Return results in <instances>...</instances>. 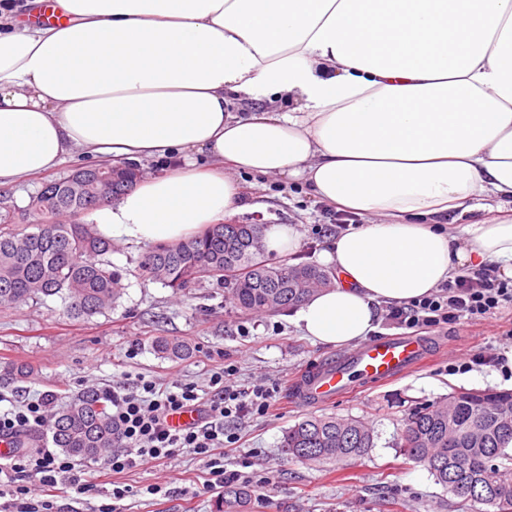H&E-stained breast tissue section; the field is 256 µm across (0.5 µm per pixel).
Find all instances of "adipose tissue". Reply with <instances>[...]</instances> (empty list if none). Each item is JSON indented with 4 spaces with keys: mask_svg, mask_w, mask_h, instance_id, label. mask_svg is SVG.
I'll list each match as a JSON object with an SVG mask.
<instances>
[{
    "mask_svg": "<svg viewBox=\"0 0 512 512\" xmlns=\"http://www.w3.org/2000/svg\"><path fill=\"white\" fill-rule=\"evenodd\" d=\"M77 155L171 162L96 207L106 238L222 223L238 170L360 216L295 322L363 340L465 269L512 280V0H0V188Z\"/></svg>",
    "mask_w": 512,
    "mask_h": 512,
    "instance_id": "1",
    "label": "adipose tissue"
}]
</instances>
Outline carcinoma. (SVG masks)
I'll return each mask as SVG.
<instances>
[{"mask_svg":"<svg viewBox=\"0 0 512 512\" xmlns=\"http://www.w3.org/2000/svg\"><path fill=\"white\" fill-rule=\"evenodd\" d=\"M131 164H96L43 184L31 208L68 217L34 225L28 233L0 232V304L59 297L67 313L89 319L115 307L121 275L108 255L112 240L70 217L87 213L133 186ZM147 274L179 291L212 278L224 283L243 314L277 313L331 285V275L306 264L272 263L264 257L255 224H213L193 237L160 243L141 261ZM158 352L180 359L182 342L154 340ZM52 442L82 459L104 455L116 444L112 413L88 390L55 411ZM374 447L373 430L355 419L310 416L285 432L281 448L301 462L356 459ZM399 455L423 465L445 489L475 505L512 512V392L455 389L409 413L396 442Z\"/></svg>","mask_w":512,"mask_h":512,"instance_id":"carcinoma-1","label":"carcinoma"}]
</instances>
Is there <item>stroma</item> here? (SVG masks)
I'll return each mask as SVG.
<instances>
[{
  "instance_id": "stroma-1",
  "label": "stroma",
  "mask_w": 512,
  "mask_h": 512,
  "mask_svg": "<svg viewBox=\"0 0 512 512\" xmlns=\"http://www.w3.org/2000/svg\"><path fill=\"white\" fill-rule=\"evenodd\" d=\"M243 192L237 224H296L303 234L291 254L267 252L270 261L317 266L321 253L336 235L335 209L319 203L303 183L282 177L235 172ZM43 183L30 179L0 189V222L6 229L29 231L41 216L29 213L32 196ZM147 248L115 241L112 266L122 276L117 306L91 319L65 312L60 298L30 300L0 307V371L25 364L26 379L0 381V413L23 401L53 394L61 407L84 391L130 388V375L162 382L181 380L210 398L214 370L233 367L238 389L259 381L278 385L274 406L252 413L235 424L237 442L226 448L224 466L240 471L232 486L243 492L239 505L226 512H471L422 466L398 455L394 443L414 408L435 402L459 389L512 390L494 359L512 352V309L461 328L452 324L430 331V361L417 370L377 386L318 406L299 401L295 389L303 373L347 354L344 346L312 343L293 323V310L242 314L224 298L215 280L180 294L149 279L140 267ZM189 344L190 354L172 360L159 354L155 337ZM473 362L466 372L452 371L462 355ZM354 418L374 430L375 446L361 458L321 465L288 459L281 452L285 432L308 416ZM208 471L191 451H181L166 466H143L117 475L128 486L124 512H217L221 490H207ZM269 478L267 488L257 480ZM162 486L153 495L152 486Z\"/></svg>"
}]
</instances>
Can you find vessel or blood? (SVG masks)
Returning a JSON list of instances; mask_svg holds the SVG:
<instances>
[{"mask_svg": "<svg viewBox=\"0 0 512 512\" xmlns=\"http://www.w3.org/2000/svg\"><path fill=\"white\" fill-rule=\"evenodd\" d=\"M426 339L393 336L367 343L343 359L329 361L306 374L298 384V398L311 404H327L348 394L352 381L386 382L422 363Z\"/></svg>", "mask_w": 512, "mask_h": 512, "instance_id": "vessel-or-blood-1", "label": "vessel or blood"}]
</instances>
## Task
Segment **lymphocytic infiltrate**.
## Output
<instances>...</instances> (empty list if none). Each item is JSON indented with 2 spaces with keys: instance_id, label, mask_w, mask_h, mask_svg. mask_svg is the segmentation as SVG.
Wrapping results in <instances>:
<instances>
[{
  "instance_id": "1",
  "label": "lymphocytic infiltrate",
  "mask_w": 512,
  "mask_h": 512,
  "mask_svg": "<svg viewBox=\"0 0 512 512\" xmlns=\"http://www.w3.org/2000/svg\"><path fill=\"white\" fill-rule=\"evenodd\" d=\"M506 303L512 304V280L498 279L494 267L486 264L410 305L390 307L386 318L400 328L437 329L488 317ZM232 375L229 368L214 372L209 379L213 394L205 402L193 384L162 383L140 375L131 392L105 391L118 442L110 454L99 459V471L120 473L139 466H160L188 449L206 459L215 486L239 481V472L224 466L226 426L254 412L267 413L278 389L261 383L244 393L236 388ZM52 403V397L44 394L1 414L0 438L49 431ZM199 405L204 408V422L182 429L170 426L171 415ZM9 459L0 497H10L12 512H55V502L47 494L59 485L79 494L96 491L94 484L82 481L76 460L67 452L15 450Z\"/></svg>"
}]
</instances>
